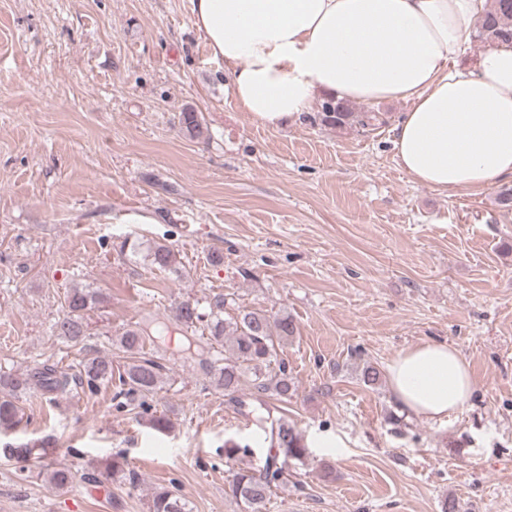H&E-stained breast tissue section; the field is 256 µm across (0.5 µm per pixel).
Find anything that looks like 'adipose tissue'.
I'll list each match as a JSON object with an SVG mask.
<instances>
[{
    "label": "adipose tissue",
    "mask_w": 512,
    "mask_h": 512,
    "mask_svg": "<svg viewBox=\"0 0 512 512\" xmlns=\"http://www.w3.org/2000/svg\"><path fill=\"white\" fill-rule=\"evenodd\" d=\"M486 0H192L193 21L252 121L298 120L320 98L406 102L393 127L399 165L440 191L512 179V45H466ZM408 412L442 419L474 387L455 348L425 342L386 367Z\"/></svg>",
    "instance_id": "ef3b65f1"
}]
</instances>
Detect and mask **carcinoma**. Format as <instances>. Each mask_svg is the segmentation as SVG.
<instances>
[{
	"label": "carcinoma",
	"mask_w": 512,
	"mask_h": 512,
	"mask_svg": "<svg viewBox=\"0 0 512 512\" xmlns=\"http://www.w3.org/2000/svg\"><path fill=\"white\" fill-rule=\"evenodd\" d=\"M473 39L489 43L512 44V0H490V6L475 24ZM318 120L332 128L367 130L376 125V112L357 111L347 103L333 97L323 98ZM180 129L196 138L204 134L197 113L184 111L179 115ZM145 259L158 270L177 273L179 264L174 250L163 243L148 247ZM101 293L95 288H72L65 297L61 317L53 324V332L68 345L76 347L86 342L89 333L85 312L99 302ZM225 295L218 294L202 306L194 300H183L177 306L179 330L203 327L207 331L209 345L228 348V355L214 360L204 357V348L192 339L179 350L184 360L196 361L206 370L215 385L224 389L229 404L236 410L245 407L246 402L236 393L246 387L254 390L255 400L263 402L265 397L279 401L288 398L292 390L288 370L277 362L278 348L288 337L295 334L294 321L286 314L271 316L261 311L241 310L236 317L224 318ZM147 330L139 326L126 328L119 337V345L128 355L123 370L114 372L112 359L91 355L84 359L81 369L71 374L57 364H43L24 375L0 370V430L13 429L20 422L21 409L18 401L24 395L38 391L43 395H63L82 388L91 393L112 383L118 375L116 397L125 406L144 408L148 396L159 389L163 381L165 365L159 358L144 352ZM278 371H270L273 363ZM271 447L278 453L267 457L260 469L239 471L232 483L234 497L243 504L245 512H264L271 489L285 479L286 459H299L307 448L294 426L288 420L279 418L271 422ZM50 441L46 440L34 449L28 444L8 445L3 454L11 459L37 462L52 455ZM48 481L54 487L63 489L73 482L76 475L65 468L46 472ZM149 512H190L188 503L174 491L158 488L154 491Z\"/></svg>",
	"instance_id": "1"
}]
</instances>
